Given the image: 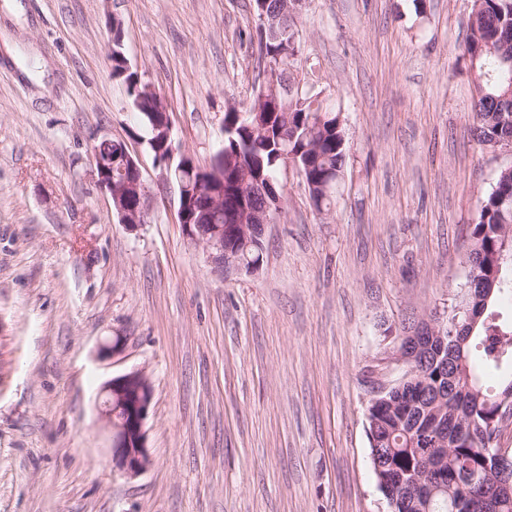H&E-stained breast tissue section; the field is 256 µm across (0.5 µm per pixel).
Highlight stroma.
<instances>
[{
  "mask_svg": "<svg viewBox=\"0 0 512 512\" xmlns=\"http://www.w3.org/2000/svg\"><path fill=\"white\" fill-rule=\"evenodd\" d=\"M474 0H301L303 89L345 119L333 209L296 169L256 271L214 272L108 59L110 18L208 164L264 82L255 0H0V512H390L366 415L401 375L386 327L446 315L512 148L473 137ZM124 139L148 218L120 224L91 146ZM126 339L99 358V344ZM153 388L150 466L108 461L102 384Z\"/></svg>",
  "mask_w": 512,
  "mask_h": 512,
  "instance_id": "1",
  "label": "stroma"
}]
</instances>
